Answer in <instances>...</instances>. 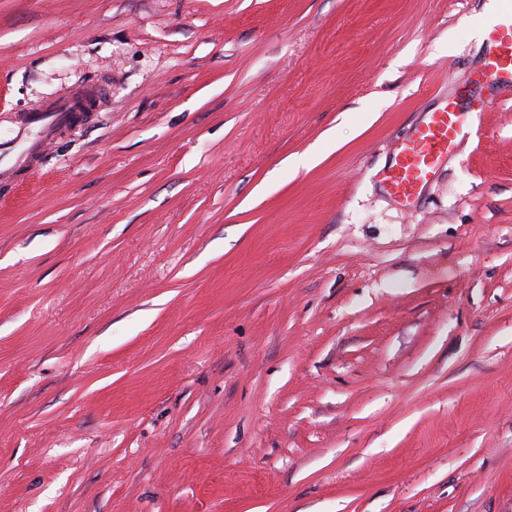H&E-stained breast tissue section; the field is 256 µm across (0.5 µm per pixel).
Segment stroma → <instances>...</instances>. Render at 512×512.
I'll return each mask as SVG.
<instances>
[{"label": "stroma", "mask_w": 512, "mask_h": 512, "mask_svg": "<svg viewBox=\"0 0 512 512\" xmlns=\"http://www.w3.org/2000/svg\"><path fill=\"white\" fill-rule=\"evenodd\" d=\"M484 2L0 0L7 161L106 86L0 182V512H512ZM105 92L102 85L84 86L55 99L51 105L39 112L24 115L20 123L24 125H39L49 130L57 123L67 121L73 112H80L88 101L98 98ZM465 112H457L450 102L440 112H433L416 133L397 148L396 163L389 181L396 193L410 197L435 174L441 158L466 134Z\"/></svg>", "instance_id": "obj_1"}]
</instances>
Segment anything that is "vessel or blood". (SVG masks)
<instances>
[{"instance_id":"1","label":"vessel or blood","mask_w":512,"mask_h":512,"mask_svg":"<svg viewBox=\"0 0 512 512\" xmlns=\"http://www.w3.org/2000/svg\"><path fill=\"white\" fill-rule=\"evenodd\" d=\"M485 26L492 44L477 80L493 84H512V5L501 14L490 17ZM104 93L102 85L84 86L55 99L39 112L22 117L25 125H39L50 129L67 121L73 113L81 111L84 104ZM466 120L455 104H448L441 111L432 113L416 133L402 142L397 149L396 163L389 174V181L396 193L410 197L426 184L449 148L463 139Z\"/></svg>"}]
</instances>
